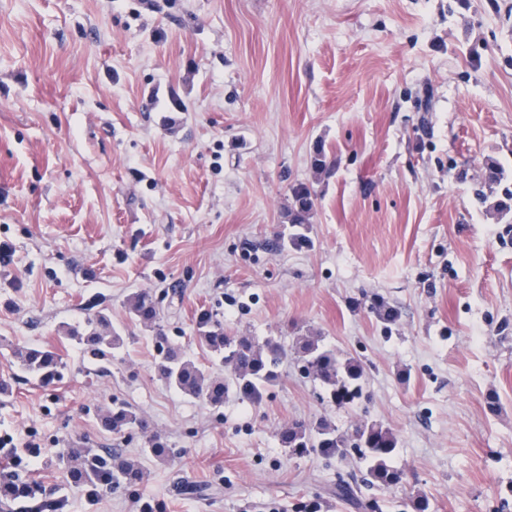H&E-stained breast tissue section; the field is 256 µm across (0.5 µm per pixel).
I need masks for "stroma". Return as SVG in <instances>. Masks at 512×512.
<instances>
[{
    "label": "stroma",
    "mask_w": 512,
    "mask_h": 512,
    "mask_svg": "<svg viewBox=\"0 0 512 512\" xmlns=\"http://www.w3.org/2000/svg\"><path fill=\"white\" fill-rule=\"evenodd\" d=\"M505 0H0V435L42 448L29 477L68 512H356L338 479L383 512H512V20ZM430 109L418 111L420 99ZM324 151L326 166L315 165ZM317 196L309 245L278 248L291 192ZM148 289L169 342L229 376L195 338L226 332L285 350L260 405L215 409L154 371L155 326L126 300ZM399 311L383 325L363 296ZM125 338L97 360L66 339L89 298ZM305 336L364 366V397L323 403L295 353ZM56 350L45 387L20 347ZM130 408L144 428L101 429ZM391 429L406 482L363 485L356 456H297L295 420ZM173 448L157 460L150 439ZM136 461L138 497L64 482L59 449ZM193 493H180L183 484Z\"/></svg>",
    "instance_id": "1"
}]
</instances>
